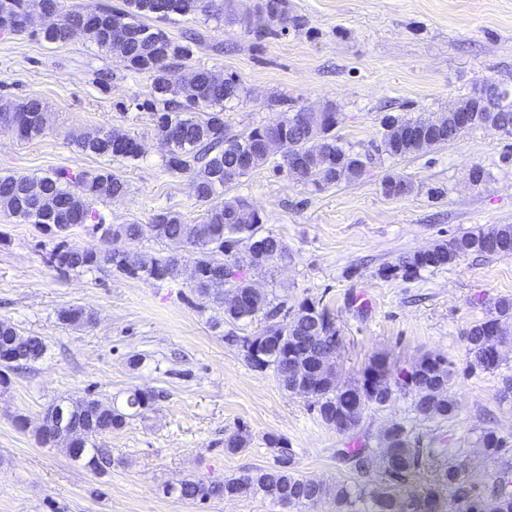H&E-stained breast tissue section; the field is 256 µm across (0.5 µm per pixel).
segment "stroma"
<instances>
[{
  "label": "stroma",
  "mask_w": 512,
  "mask_h": 512,
  "mask_svg": "<svg viewBox=\"0 0 512 512\" xmlns=\"http://www.w3.org/2000/svg\"><path fill=\"white\" fill-rule=\"evenodd\" d=\"M288 8L305 19L302 29L262 41L238 25L212 29L209 46L193 51L191 66L235 75L252 90L251 100L224 114L234 130L267 122L274 95L298 107L331 99L341 111L337 135L362 152L378 143L384 115H437L485 78L512 88V0H288ZM214 43L223 52L211 51ZM99 68L116 72L110 86L93 84ZM149 86L148 75L125 71L84 36L63 45L0 36V102L36 95L48 117L45 134L29 142L0 129V173L111 168L128 192L96 202L106 223L146 224L162 208L199 222L204 208L189 177L161 167L164 150L141 107ZM111 126L140 140L144 154L136 165L83 154L69 141L70 132ZM475 165L485 172L477 186L468 181ZM391 172L412 181L414 192L385 195L381 181ZM233 192L292 252L273 275L256 277L257 287L333 314L339 381H355L377 354L399 367L426 354L452 363L455 417L417 421L410 396L400 394L366 411L358 436L373 445L391 423L411 424L423 443L445 438L489 481L494 467L477 465L473 445L487 428L512 443V397L500 395L503 378L512 377V349L497 371L473 369L463 333L499 298L512 297V255H470L409 279L382 270L451 234L512 224V138L471 130L404 158L377 157L361 179L320 192L267 165ZM56 242L54 234L0 213V321L46 344L41 360L11 372L0 387V512H328L324 504L285 509L253 492L206 504L167 495L165 485L186 478L271 467L270 435L287 439L307 475L342 480L347 469L336 451L349 438L323 424L272 371L252 368L225 344L188 281L130 279L107 269L60 273L47 261ZM73 304L95 314L93 327L62 324L59 311ZM136 388L159 398L152 410L98 438L111 454L105 471L39 444L36 431L52 401L92 393L121 406ZM20 417L26 428L18 427ZM239 429L249 447L225 454V435Z\"/></svg>",
  "instance_id": "35a3bbf8"
}]
</instances>
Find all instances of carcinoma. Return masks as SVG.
Here are the masks:
<instances>
[{
	"mask_svg": "<svg viewBox=\"0 0 512 512\" xmlns=\"http://www.w3.org/2000/svg\"><path fill=\"white\" fill-rule=\"evenodd\" d=\"M235 0H122L110 6L98 0L74 8H65L62 0H0V24L9 17L35 12H53L61 24L50 31H32L30 35L47 44L69 41L68 25L79 24L82 34L99 50L118 56L124 68L151 78L147 106L153 112V131L158 138L174 134V145L162 156L164 170L187 175L195 186L196 200L207 205L197 224H187L176 212L160 211L150 224H107L93 204L102 199L122 197L127 182L109 168L73 173L66 168L44 176L0 175V211L42 231L85 229L111 243V248L87 250L68 241V236L49 253L48 263L61 272H92L104 268L126 278L166 281L183 275L188 263L195 267L191 288L199 305L222 314L213 326H224V343L240 349L247 362L259 370H271L289 393L307 402L309 409L338 433H355L364 413L379 409L399 393L410 394L412 407L420 421L445 423L456 415L455 399L449 386L455 371L447 359L426 355L406 369L394 370L387 357L375 355L364 367L359 379L341 384L318 371L320 357L339 348V330L328 309L304 300L293 311L272 292L251 294L253 276L270 274L288 262L291 252L286 241L264 229L260 212L240 196H228L238 181L266 165V139L285 132L288 153L303 160L294 179L319 190L326 186L360 179L376 155L402 158L453 141L463 129L448 126L452 114L470 105L480 94L491 92L490 108L478 113L470 128L495 130L512 137V89L485 79L468 96L436 117L385 115L381 119L382 136L373 150L363 153L346 147L336 135L340 112L336 103H324L323 111L310 115L321 126V145L311 142L309 132L298 120L306 107H287L288 98L274 99L285 109L269 122L236 133L224 120L227 105L250 100L252 92L239 79L217 78L212 71L187 65L190 44L206 41V34L189 29L172 38L161 24L178 17H202L215 28L245 24L256 37L280 36L288 29L304 26L303 17L288 10L287 0H255L253 13L245 18L235 11ZM172 70L183 72L182 81L194 88V97L185 99L180 88L168 81ZM13 124L16 137L30 141L40 137L47 123L42 99L31 96L21 102L0 104V121ZM71 140L87 155L110 157L133 163L142 157L137 138L114 127L102 128L91 135L74 132ZM414 191L412 182L397 173L383 180V192L402 197ZM163 249L134 252L132 245L143 238L144 228ZM254 241L258 251L253 264L242 268L235 249L242 241ZM469 255H512V224L485 229L475 227L436 242L431 253H413L400 259L391 270L405 276L423 268H440ZM220 279L224 288L212 282ZM252 299L243 309L230 306L224 290ZM59 320L68 325L88 327L93 314L80 306L59 312ZM256 325L249 335L243 327ZM470 366L495 371L502 361V349L512 346V298L502 297L494 311L464 334ZM11 356L0 363V385L9 383L7 371L39 360L46 345L38 336L23 335L11 323L0 321V351ZM158 394L148 389L128 392L119 408L99 399L83 397L54 401L44 411L46 429L37 431L39 442L55 447L60 442L50 436L57 409H63L73 427L94 422L91 435L79 446L65 445L66 453L99 472L111 464L109 451L96 446L99 435L119 430L127 419L151 409ZM277 449L275 465L256 469L222 480L205 477L184 479L166 487L183 499L210 502L241 495L246 488L260 493L279 505L288 500L292 507L328 503L330 512H401L400 505L416 503L426 512H442L439 490L457 504V512H476L477 500L491 497L495 512H512V456L508 442L494 430L482 431L475 441L476 454L484 461L499 463L486 484L475 474L459 466L454 448L421 444L413 428L393 422L372 447L366 441L353 448H342L339 456L348 466L346 480H315L301 473L288 443L280 436L266 438ZM248 436L233 432L224 437V452L237 454L248 447Z\"/></svg>",
	"mask_w": 512,
	"mask_h": 512,
	"instance_id": "cac0c4a2",
	"label": "carcinoma"
}]
</instances>
